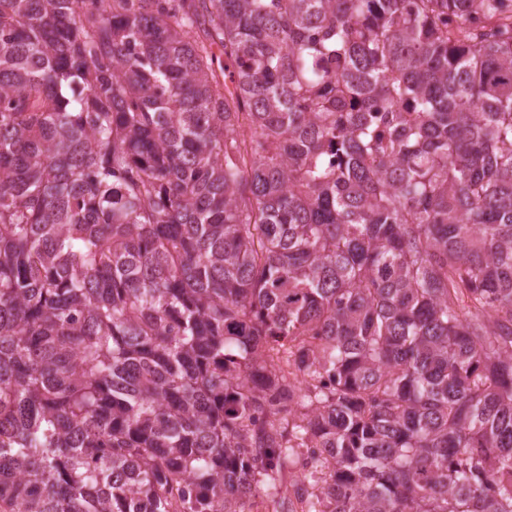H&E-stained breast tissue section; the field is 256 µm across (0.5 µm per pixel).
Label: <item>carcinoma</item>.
<instances>
[{
  "mask_svg": "<svg viewBox=\"0 0 512 512\" xmlns=\"http://www.w3.org/2000/svg\"><path fill=\"white\" fill-rule=\"evenodd\" d=\"M297 448L283 512H512V0H0V512Z\"/></svg>",
  "mask_w": 512,
  "mask_h": 512,
  "instance_id": "carcinoma-1",
  "label": "carcinoma"
}]
</instances>
